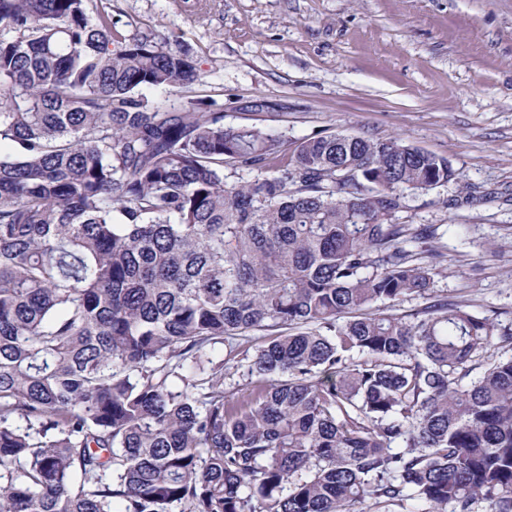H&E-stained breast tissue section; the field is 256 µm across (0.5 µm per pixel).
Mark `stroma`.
Returning <instances> with one entry per match:
<instances>
[{"label": "stroma", "instance_id": "obj_1", "mask_svg": "<svg viewBox=\"0 0 512 512\" xmlns=\"http://www.w3.org/2000/svg\"><path fill=\"white\" fill-rule=\"evenodd\" d=\"M123 34L178 35L228 125L288 141L397 137L457 180L405 197L434 224L436 294L512 323V0H112ZM485 195L468 202L470 188Z\"/></svg>", "mask_w": 512, "mask_h": 512}]
</instances>
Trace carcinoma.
<instances>
[{"instance_id": "carcinoma-1", "label": "carcinoma", "mask_w": 512, "mask_h": 512, "mask_svg": "<svg viewBox=\"0 0 512 512\" xmlns=\"http://www.w3.org/2000/svg\"><path fill=\"white\" fill-rule=\"evenodd\" d=\"M201 84L105 0H0V512H512V327L399 222L451 162L288 151Z\"/></svg>"}]
</instances>
